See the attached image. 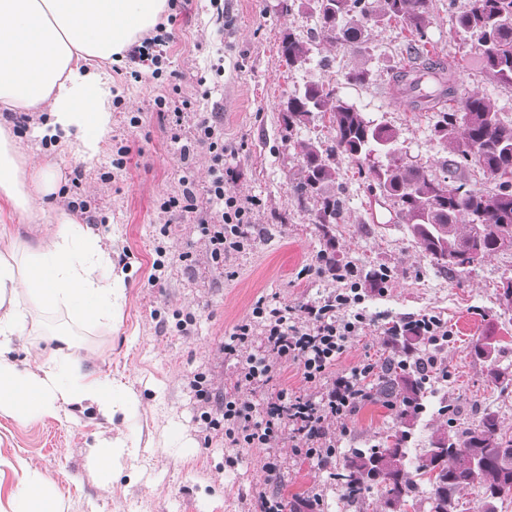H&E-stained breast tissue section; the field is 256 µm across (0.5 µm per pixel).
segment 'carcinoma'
<instances>
[{"label": "carcinoma", "mask_w": 512, "mask_h": 512, "mask_svg": "<svg viewBox=\"0 0 512 512\" xmlns=\"http://www.w3.org/2000/svg\"><path fill=\"white\" fill-rule=\"evenodd\" d=\"M315 16L319 41H300L288 33L282 37L280 55L288 72L302 69L319 57L330 64L326 52L340 45L351 55H370L372 34L393 20L406 23L414 38L422 41L430 24L432 0H304ZM453 26L477 43L485 74L498 83L512 85V0H469L468 8L451 18ZM369 77L365 64L344 73L353 86ZM392 91L418 110L433 112V136L451 155L444 163V176L405 161L399 152V132L367 117L336 86L307 82L288 95L284 123L293 131L321 120L333 131L331 144L298 138L293 149L302 161L294 196L298 203L314 200L312 214L323 235L343 221L340 171L341 154L367 170L370 190L391 201L406 221L408 230L424 256L441 271L453 274L458 264L445 256H460L476 266L501 251L502 241L512 238V119H504L486 94L458 96L457 67L417 54L392 76ZM457 106L445 109V102ZM374 154L387 163L365 167ZM477 168L494 183L491 190L467 186L458 173ZM388 350L378 377L364 387L372 402L390 406L406 399L418 405L427 400L417 365L425 360V338L410 332L384 337ZM471 352L490 362V374L498 384H512V368L493 364L500 348L485 336ZM420 416L399 411L400 428L388 431L379 444L351 452L336 470L337 483L351 505L379 488L376 512H408L416 499L418 484L430 486L427 512L457 510L468 488H478L480 502L496 504L512 493V435L504 430L500 416L484 412L475 422H459L456 413L445 428L436 429L430 444L442 450H426L416 461L409 459L406 443Z\"/></svg>", "instance_id": "cac0c4a2"}]
</instances>
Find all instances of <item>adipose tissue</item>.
Here are the masks:
<instances>
[{"label":"adipose tissue","instance_id":"ef3b65f1","mask_svg":"<svg viewBox=\"0 0 512 512\" xmlns=\"http://www.w3.org/2000/svg\"><path fill=\"white\" fill-rule=\"evenodd\" d=\"M167 0H0V107L45 114L39 136L84 159L110 132L111 83L102 61L147 35ZM26 155L0 124V209L23 222L56 189L52 165L26 167ZM54 232L23 255L0 254V413L19 423L54 415L66 404L96 403L107 418L129 397L109 379L84 374L70 345L34 352L18 369L8 355L26 331L30 306L62 310L91 330L108 328L126 288L112 255L89 225L63 209L48 214ZM11 512H60L35 467L11 493Z\"/></svg>","mask_w":512,"mask_h":512}]
</instances>
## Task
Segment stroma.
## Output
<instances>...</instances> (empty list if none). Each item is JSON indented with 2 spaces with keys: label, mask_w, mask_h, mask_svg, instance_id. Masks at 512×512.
Masks as SVG:
<instances>
[{
  "label": "stroma",
  "mask_w": 512,
  "mask_h": 512,
  "mask_svg": "<svg viewBox=\"0 0 512 512\" xmlns=\"http://www.w3.org/2000/svg\"><path fill=\"white\" fill-rule=\"evenodd\" d=\"M224 16L216 18L209 0H187L167 29L172 34L168 65L155 75L128 80L113 76L121 101L112 107V131L99 154L82 159L62 147L42 144L34 132L19 143L30 164L52 163L59 187L73 175L82 178L110 250L115 274L124 278L125 300L111 329L88 331L68 327L63 314L33 312V323L10 353L23 369L31 361V345L57 347L55 331L71 329L73 351L84 374L106 377L136 401L127 415L106 420L90 403L62 406L58 416L19 424L0 414V512L25 465L35 466L64 504L63 512H255L259 493L276 492L286 502L318 497L323 512H358L347 505L328 468L312 465L294 452L285 438L270 448H234L224 435L206 431L190 388L194 375L205 374L215 389L231 386L235 358L220 345L245 319L258 299L299 306L333 293L338 283L328 277H300L307 264L336 255L357 270L386 268L392 281L386 293L367 288L369 314L398 321L422 313L437 316L451 336L436 352L432 389L447 387V396L430 399L408 448L424 451L433 431L448 422V409L461 419L498 412L512 428V386L491 382L488 364L470 352L475 341L492 336L504 346L502 364H512V312L504 311L496 293L512 278V252L495 254L481 265L447 275L432 265L390 204L377 199L355 163L337 156L341 173L344 221L332 237L312 222L313 202L298 204L293 188L301 167L283 121L281 103L306 81L336 85L378 123L400 133L404 158L441 174L449 154L434 140L432 113L413 109L392 94L393 72L409 55L412 36L403 23H392L372 38L367 62L369 81L344 83L343 74L357 60L343 49L331 54L329 67L288 72L278 45L285 33L307 41L317 23L304 6L283 12L281 0H223ZM468 0H433L427 50L458 64L461 92L489 95L512 118V87L490 81L476 44L456 35L452 14ZM179 88L199 112L223 115L224 193L241 200L254 198L250 236L232 255L226 271L216 270L189 217L164 219L159 205L179 191L182 165L170 139L166 117L157 112L158 96ZM139 125H131V117ZM131 148L124 170L112 167L120 146ZM111 180H103V173ZM168 233H161V226ZM192 261H182L183 253ZM163 260L155 270V260ZM234 278H227V271ZM194 316L187 331H178L180 315ZM385 346L380 329L368 326L354 337L336 364L345 373L372 362L381 363ZM397 409L378 403L358 406L345 423H331L339 433L337 459L351 449L368 448L388 429L398 426ZM126 435L137 445L135 458L116 464L112 481L94 471L89 450L96 443ZM277 458L279 472L264 465Z\"/></svg>",
  "instance_id": "35a3bbf8"
}]
</instances>
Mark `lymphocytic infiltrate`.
<instances>
[{
    "mask_svg": "<svg viewBox=\"0 0 512 512\" xmlns=\"http://www.w3.org/2000/svg\"><path fill=\"white\" fill-rule=\"evenodd\" d=\"M192 139L173 132L182 159L204 150L210 156L209 179L197 186L192 167L182 169L180 193L159 206L164 214H190L200 229L206 253L214 267H223L229 254L242 248L249 237L251 208L224 194V134L215 112L196 113ZM358 285L337 289L326 299L298 307H277L257 300L250 316L239 322L221 344L225 355L236 358V380L223 398H216L203 376H194L191 388L203 413L207 430L224 433L232 446L269 448L282 436L296 442L298 454L313 464H330L337 441L328 431L329 421L351 415L364 395L363 384L376 367L366 363L349 373L333 369L351 339L371 320L360 309ZM261 336L260 350H253L254 336ZM296 366L301 379L321 385L318 396L273 386L278 367ZM265 389L263 402L251 398Z\"/></svg>",
    "mask_w": 512,
    "mask_h": 512,
    "instance_id": "lymphocytic-infiltrate-1",
    "label": "lymphocytic infiltrate"
}]
</instances>
